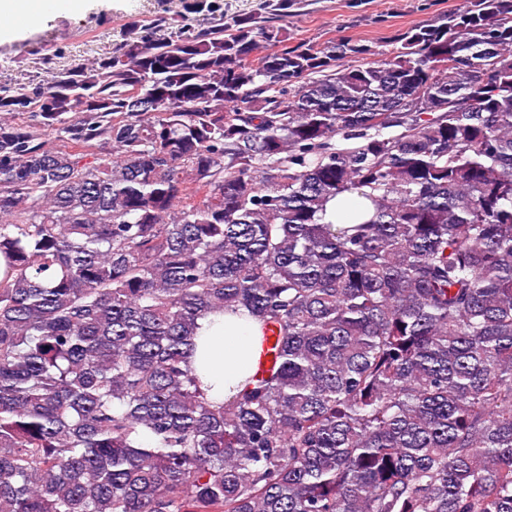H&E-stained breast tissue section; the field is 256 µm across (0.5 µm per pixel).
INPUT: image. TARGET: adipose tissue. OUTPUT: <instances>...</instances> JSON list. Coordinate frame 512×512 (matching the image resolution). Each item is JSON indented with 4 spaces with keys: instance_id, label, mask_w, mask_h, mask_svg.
Returning <instances> with one entry per match:
<instances>
[{
    "instance_id": "obj_1",
    "label": "adipose tissue",
    "mask_w": 512,
    "mask_h": 512,
    "mask_svg": "<svg viewBox=\"0 0 512 512\" xmlns=\"http://www.w3.org/2000/svg\"><path fill=\"white\" fill-rule=\"evenodd\" d=\"M262 336L260 322L245 313L201 320L188 365L208 399L224 402L243 390L257 369Z\"/></svg>"
}]
</instances>
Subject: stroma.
Returning <instances> with one entry per match:
<instances>
[{
    "label": "stroma",
    "instance_id": "stroma-1",
    "mask_svg": "<svg viewBox=\"0 0 512 512\" xmlns=\"http://www.w3.org/2000/svg\"><path fill=\"white\" fill-rule=\"evenodd\" d=\"M191 0H84L79 11L40 15L27 28L0 38V79L35 74L37 60L55 53L90 60L111 51L118 32L132 31L155 15L184 11ZM463 0H292L293 39L323 42L349 36L385 49L391 36Z\"/></svg>",
    "mask_w": 512,
    "mask_h": 512
}]
</instances>
